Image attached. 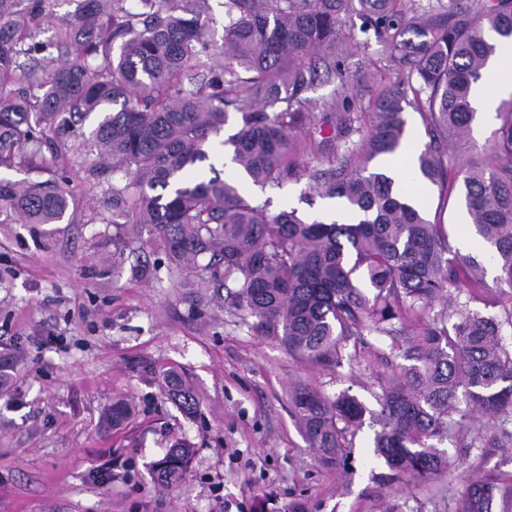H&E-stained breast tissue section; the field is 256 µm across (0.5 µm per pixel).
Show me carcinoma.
Here are the masks:
<instances>
[{
    "instance_id": "carcinoma-1",
    "label": "carcinoma",
    "mask_w": 512,
    "mask_h": 512,
    "mask_svg": "<svg viewBox=\"0 0 512 512\" xmlns=\"http://www.w3.org/2000/svg\"><path fill=\"white\" fill-rule=\"evenodd\" d=\"M50 0H0V168L34 166L47 181L0 178V213L24 224H56L69 207L68 173L79 167L99 183L105 168L121 178L104 191L117 244L153 245L169 264L191 273L185 287L199 305L221 301L259 336L330 375L357 362L350 344L364 335L389 340L376 357L400 359L377 378L369 411L346 391L334 396L298 382L289 404L307 447L328 469L347 465L354 431L370 415L374 454L389 470L420 483L448 468L446 438L461 448L512 447V309L487 316L512 289V100L490 150L477 163L453 144L475 119L467 103L487 59L512 40V0H416L411 14L395 0H225L217 45L205 20L207 0H76L70 20L42 40ZM357 15L374 31L400 77L370 112H346L323 134L306 167L301 201L336 199L350 220L325 223L298 209L270 213L219 175L188 172L208 159L209 135L231 106L241 129L227 144L232 161L261 190L296 176V137L316 121L301 93L336 74V45ZM412 93L430 142L416 175L461 185L477 235L495 260L486 270L449 242L448 229L399 194L380 167L406 143L402 101ZM102 118L89 132L97 162L70 149V118ZM22 358L0 352V375ZM170 400L186 415L198 402L176 369L161 375ZM132 408L115 401L103 427L118 429ZM469 419L461 428L459 418ZM194 448L178 439L153 465L157 484L186 474ZM452 512H512V475L471 482Z\"/></svg>"
}]
</instances>
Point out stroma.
I'll return each instance as SVG.
<instances>
[{
  "label": "stroma",
  "instance_id": "obj_1",
  "mask_svg": "<svg viewBox=\"0 0 512 512\" xmlns=\"http://www.w3.org/2000/svg\"><path fill=\"white\" fill-rule=\"evenodd\" d=\"M351 33L360 47L339 53L343 81H317L304 91L317 116L352 104L370 111L397 66L374 32ZM69 220L0 224V345L24 366L0 398V512H448L468 479L512 473V448H459L439 441L449 472L421 485L391 478L372 448L374 427L354 438L348 466L330 470L308 448L288 402L297 381L327 394L346 390L375 407L374 377L386 372L374 348H359L342 377L318 371L277 340L254 334L216 305L191 307L180 274L145 248L158 278H131L136 256L113 265L112 227L102 189L83 169L70 173ZM461 189L433 185L425 204L440 216L450 242L467 233ZM175 368L199 402L188 419L161 388L159 371ZM132 404L125 426L104 431L113 401ZM196 449L176 486L159 487L151 466L172 440Z\"/></svg>",
  "mask_w": 512,
  "mask_h": 512
}]
</instances>
